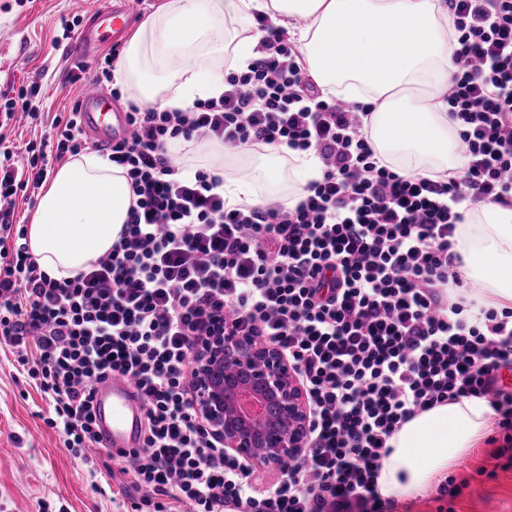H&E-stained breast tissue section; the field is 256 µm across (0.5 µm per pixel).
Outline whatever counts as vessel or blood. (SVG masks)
I'll return each instance as SVG.
<instances>
[{
    "label": "vessel or blood",
    "mask_w": 512,
    "mask_h": 512,
    "mask_svg": "<svg viewBox=\"0 0 512 512\" xmlns=\"http://www.w3.org/2000/svg\"><path fill=\"white\" fill-rule=\"evenodd\" d=\"M135 19L126 5L100 0L79 31L76 54L83 61L94 59L101 47L118 44ZM83 134L92 145L106 147L129 137L131 127L125 112L108 106L100 86L86 80L79 104ZM93 412L98 434L97 449L112 451L138 447L145 427V408L132 378L115 375L93 387Z\"/></svg>",
    "instance_id": "vessel-or-blood-1"
}]
</instances>
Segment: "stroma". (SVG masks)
<instances>
[{
  "mask_svg": "<svg viewBox=\"0 0 512 512\" xmlns=\"http://www.w3.org/2000/svg\"><path fill=\"white\" fill-rule=\"evenodd\" d=\"M99 0H0V103L20 86L41 84L40 118L6 128L7 141L39 142L54 119L67 118L81 95L68 77L73 60L65 24L84 25ZM47 400L28 390L11 348L0 343V512H129L138 493L115 472L107 451L91 462L72 455L62 434L46 425ZM463 487L439 495L429 485L396 512H512V464L487 440L449 467Z\"/></svg>",
  "mask_w": 512,
  "mask_h": 512,
  "instance_id": "obj_1",
  "label": "stroma"
}]
</instances>
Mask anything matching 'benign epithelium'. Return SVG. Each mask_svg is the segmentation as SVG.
<instances>
[{
    "mask_svg": "<svg viewBox=\"0 0 512 512\" xmlns=\"http://www.w3.org/2000/svg\"><path fill=\"white\" fill-rule=\"evenodd\" d=\"M197 409L224 440V452L259 470L301 454L309 417L288 360L272 345L218 329L194 368Z\"/></svg>",
    "mask_w": 512,
    "mask_h": 512,
    "instance_id": "1",
    "label": "benign epithelium"
}]
</instances>
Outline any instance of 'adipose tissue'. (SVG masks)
I'll list each match as a JSON object with an SVG mask.
<instances>
[{"label": "adipose tissue", "mask_w": 512, "mask_h": 512, "mask_svg": "<svg viewBox=\"0 0 512 512\" xmlns=\"http://www.w3.org/2000/svg\"><path fill=\"white\" fill-rule=\"evenodd\" d=\"M291 31L314 81L327 95L365 103L380 155L400 174L462 171L466 156L442 95L453 71L446 0H165L129 38L116 74L129 95L158 110L219 97L224 68L258 58L255 13ZM387 39H379V30ZM195 158L212 159L227 206L276 200L292 206L321 168L313 154L268 147L227 153L205 140ZM132 191L121 169L91 152L57 168L28 227L32 255L52 277L76 275L111 250L128 219ZM458 271L487 293L469 312L484 320L489 303L512 305V204H486L459 225ZM491 411L479 398L437 405L388 441L377 478L381 496L414 497L485 435Z\"/></svg>", "instance_id": "obj_1"}]
</instances>
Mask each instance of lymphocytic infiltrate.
<instances>
[{
  "mask_svg": "<svg viewBox=\"0 0 512 512\" xmlns=\"http://www.w3.org/2000/svg\"><path fill=\"white\" fill-rule=\"evenodd\" d=\"M453 64L444 99L459 128L461 175L396 173L365 128V106L324 93L284 28L259 14L260 56L224 76L219 98L183 110L130 106L128 139L104 154L135 197L112 249L57 279L29 251L15 198L41 188L86 141L76 113L16 152L0 135V341L53 406L66 448L97 442L93 383L118 373L146 407L139 447L115 458L153 512H394L377 490L389 438L451 399H484L512 459V308L465 313L456 274L467 211L512 203V0H448ZM232 150L314 152L321 176L295 206L229 208L222 180L185 177L181 140ZM276 345L310 418L301 458L266 486L227 454L195 407L198 343L215 324Z\"/></svg>",
  "mask_w": 512,
  "mask_h": 512,
  "instance_id": "1",
  "label": "lymphocytic infiltrate"
}]
</instances>
